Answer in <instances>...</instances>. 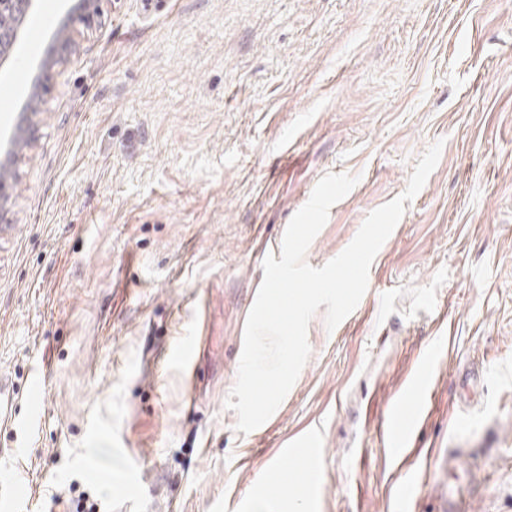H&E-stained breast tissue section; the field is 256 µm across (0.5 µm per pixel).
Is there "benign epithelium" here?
<instances>
[{"label":"benign epithelium","mask_w":512,"mask_h":512,"mask_svg":"<svg viewBox=\"0 0 512 512\" xmlns=\"http://www.w3.org/2000/svg\"><path fill=\"white\" fill-rule=\"evenodd\" d=\"M39 0H0V71L9 69L16 56V49L23 41L26 23L36 12ZM58 28L54 31L51 44L41 58L37 74L30 85L31 105L22 106L18 123L22 124L19 134L12 136L4 160H9L18 147L36 139L38 125L34 116L40 112L43 93L56 68L67 62L75 51L74 25L79 23L86 29L101 25L105 7L112 0H69Z\"/></svg>","instance_id":"1"}]
</instances>
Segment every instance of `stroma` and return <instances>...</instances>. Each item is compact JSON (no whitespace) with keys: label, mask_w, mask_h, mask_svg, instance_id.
<instances>
[{"label":"stroma","mask_w":512,"mask_h":512,"mask_svg":"<svg viewBox=\"0 0 512 512\" xmlns=\"http://www.w3.org/2000/svg\"><path fill=\"white\" fill-rule=\"evenodd\" d=\"M64 0L0 74V137ZM0 215V382L14 512L277 504L314 428V512H512V0H112L43 95ZM443 147L344 327L324 311L276 412L226 406L271 242L328 173L358 176L319 268ZM293 155L284 158L280 149ZM198 342L195 365L171 355ZM47 366L41 388L34 364ZM409 454L380 426L416 381Z\"/></svg>","instance_id":"stroma-1"}]
</instances>
